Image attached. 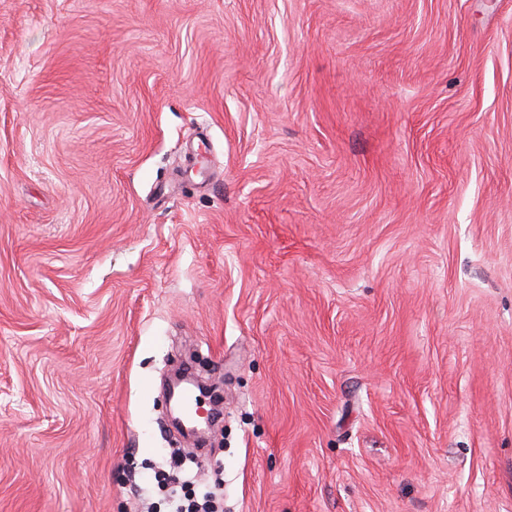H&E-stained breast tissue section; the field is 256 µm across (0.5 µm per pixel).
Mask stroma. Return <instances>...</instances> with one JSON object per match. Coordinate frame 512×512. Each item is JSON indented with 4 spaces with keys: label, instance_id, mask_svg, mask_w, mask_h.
Masks as SVG:
<instances>
[{
    "label": "stroma",
    "instance_id": "obj_1",
    "mask_svg": "<svg viewBox=\"0 0 512 512\" xmlns=\"http://www.w3.org/2000/svg\"><path fill=\"white\" fill-rule=\"evenodd\" d=\"M512 512V0H0V512ZM222 483L215 484L213 488L207 489L198 498H189L186 495L181 496L176 487L169 490L167 501L173 512H222L217 511L220 507V501H223V489L218 488ZM222 490V491H221Z\"/></svg>",
    "mask_w": 512,
    "mask_h": 512
}]
</instances>
